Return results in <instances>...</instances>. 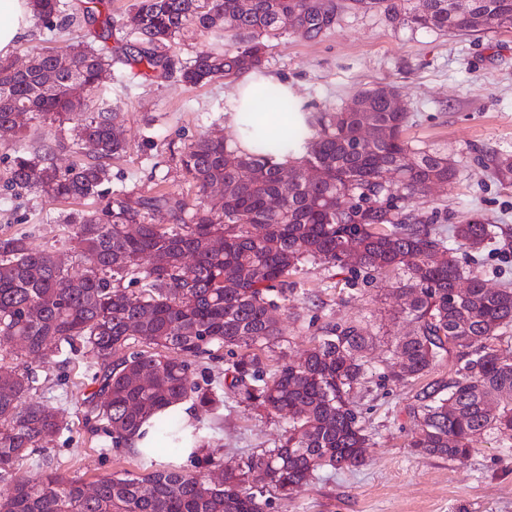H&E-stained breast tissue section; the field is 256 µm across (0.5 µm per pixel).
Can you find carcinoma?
I'll return each mask as SVG.
<instances>
[{"mask_svg": "<svg viewBox=\"0 0 512 512\" xmlns=\"http://www.w3.org/2000/svg\"><path fill=\"white\" fill-rule=\"evenodd\" d=\"M105 4L32 0L33 20L51 30L81 19L100 26L105 39L112 35ZM472 5L463 15L449 13L448 0H417L414 8L353 0L365 11L401 13L413 28L479 32L482 13L490 16L488 28H512V0ZM335 11L333 0H251L247 9L241 0H134L124 22L134 37L125 64L144 66L138 76L146 81L165 78L184 30L221 26L227 47L199 51L180 73L191 86L230 78L263 65L280 15L307 20L317 35L332 26ZM110 66L104 52L67 42L31 51L21 68L0 60V136L15 138L6 186L99 200L93 210L62 216L71 231L42 249L24 236L0 240V482H9L0 512H263L266 493L288 497L319 470L361 466L368 438L353 393L366 380V331L332 326L303 360L272 373L262 361L282 336L279 301L309 262L403 273L394 291L411 329L390 345L394 382L419 380L456 354L454 376L417 394L414 453L463 462L488 434L512 430V354L503 347L512 288L488 287L459 258L479 252L496 225L472 215L454 227L450 252L434 228L406 211L434 185L452 182L457 169L448 157L404 139L408 113L394 108L395 89L364 91L356 110L311 116L288 145L276 136L243 154L220 136L185 145L181 168L199 195L191 206L175 193L106 188L112 159L128 149L101 85ZM73 84L87 94L69 95ZM45 125L57 129V148L78 157L65 169L54 163L53 148L26 144L27 129ZM363 128L381 135L361 138ZM285 151L288 160L277 161ZM390 171L396 180H387ZM493 173L511 185L512 161L494 162ZM216 185L223 191L218 208L205 202ZM161 211L171 223H152ZM214 346L235 357L224 380L194 379L188 358L209 355ZM72 355L90 358L92 390L80 402L85 424L122 448L153 418L172 455L203 453L196 470L153 466L89 484L62 472L42 443L68 425L35 399L36 372L14 362L49 365ZM226 390L241 404L286 419L287 427L280 445L248 456L216 482L208 475L222 467L209 451L212 427L186 424L176 405L190 400L217 422ZM26 460L37 470L34 479L17 475Z\"/></svg>", "mask_w": 512, "mask_h": 512, "instance_id": "cac0c4a2", "label": "carcinoma"}]
</instances>
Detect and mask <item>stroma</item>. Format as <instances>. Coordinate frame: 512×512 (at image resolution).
I'll use <instances>...</instances> for the list:
<instances>
[{
    "instance_id": "1",
    "label": "stroma",
    "mask_w": 512,
    "mask_h": 512,
    "mask_svg": "<svg viewBox=\"0 0 512 512\" xmlns=\"http://www.w3.org/2000/svg\"><path fill=\"white\" fill-rule=\"evenodd\" d=\"M334 2L330 30L318 36L290 30L271 39L264 69L291 81L313 113L351 106L378 85L395 87L409 115L405 136L411 145L447 156L457 168L452 184L435 186L411 209L450 246L454 226L469 214L496 224L495 240L466 265L489 287L512 288V186L491 174L492 158L512 157V29L472 35L414 29L384 10ZM129 73L116 61L105 79L113 121L129 143L111 165L113 192L152 196L163 190L195 202L197 189L184 179L179 153L207 132L235 142L227 104L233 80L189 86L176 73L156 81L133 80ZM10 144L0 138V239L22 235L40 249L64 235L60 215L96 203L6 189ZM396 279L393 272L353 275L308 264L286 309L278 311L283 341L268 360L272 370L299 361L327 325L353 323L372 336L364 352L367 379L354 397L369 442L360 467L319 471L291 497L269 494L264 512H512V431L486 436L462 463L419 455L409 446L418 387L393 383L386 367L391 336L408 329L393 292ZM89 365L80 357L50 369L36 393L68 424L49 449L63 472L91 482L126 470L140 473L153 463L194 469L189 454L160 452L149 459L114 448L106 434L86 427L76 400L88 389ZM284 427L283 420L229 399L210 448L234 465L278 445Z\"/></svg>"
}]
</instances>
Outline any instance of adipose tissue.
<instances>
[{
  "instance_id": "obj_1",
  "label": "adipose tissue",
  "mask_w": 512,
  "mask_h": 512,
  "mask_svg": "<svg viewBox=\"0 0 512 512\" xmlns=\"http://www.w3.org/2000/svg\"><path fill=\"white\" fill-rule=\"evenodd\" d=\"M32 24L31 0H0V56H5L26 40ZM292 102L290 116H283V102ZM231 122L238 147L250 149L256 134L245 126L247 115L260 116V129L266 134L288 138L294 128L303 126L308 115L301 99L287 79L263 70L246 69L235 78L229 97Z\"/></svg>"
}]
</instances>
